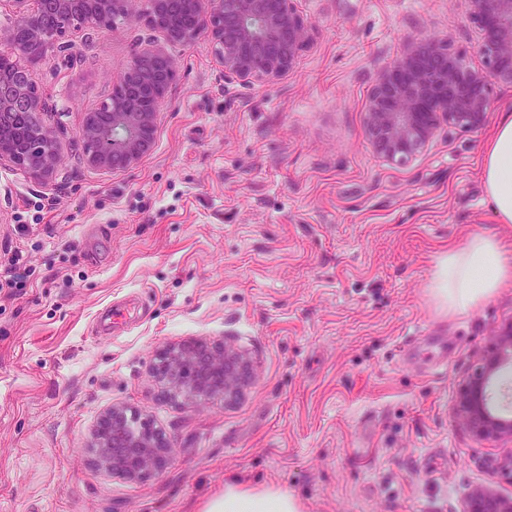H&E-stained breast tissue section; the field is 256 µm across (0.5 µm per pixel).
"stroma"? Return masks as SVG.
Returning <instances> with one entry per match:
<instances>
[{
    "label": "stroma",
    "mask_w": 512,
    "mask_h": 512,
    "mask_svg": "<svg viewBox=\"0 0 512 512\" xmlns=\"http://www.w3.org/2000/svg\"><path fill=\"white\" fill-rule=\"evenodd\" d=\"M315 32L287 76L225 75L206 38L172 43L176 80L155 145L132 168L68 162L53 181L0 167V512H202L228 482L287 490L302 512H463L512 440L458 421L461 381L512 322V279L466 312L430 288L472 236L512 257L481 179L512 87L492 84L476 130L442 128L399 166L367 141L374 73L407 40L476 57L467 0H296ZM145 23L84 31L31 78L70 148L133 56ZM121 316L110 326L109 310ZM189 338L245 349L234 400L188 405L155 376ZM115 405L173 441L131 482L89 452Z\"/></svg>",
    "instance_id": "35a3bbf8"
}]
</instances>
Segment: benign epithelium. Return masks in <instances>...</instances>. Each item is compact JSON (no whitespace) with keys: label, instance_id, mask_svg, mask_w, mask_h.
Returning <instances> with one entry per match:
<instances>
[{"label":"benign epithelium","instance_id":"obj_1","mask_svg":"<svg viewBox=\"0 0 512 512\" xmlns=\"http://www.w3.org/2000/svg\"><path fill=\"white\" fill-rule=\"evenodd\" d=\"M33 7L23 9L25 2ZM20 6L8 32L18 72L0 73V165L8 163L47 180L63 170L60 131L30 79L29 67L54 48L72 49L75 30H111L116 22L141 21L169 42L206 38L224 72L248 83L279 79L295 66L312 39V27L295 0H11ZM469 17L484 32L481 65L451 53L441 40L406 42L375 76L366 109V135L389 163L406 165L442 127L477 129L490 106V80L512 85V0H468ZM177 63L164 48L136 53L113 83L107 101L84 114L74 137V160L110 172L130 168L155 145L159 112L175 81ZM512 365V323L501 328L477 368L460 385L457 416L482 440L512 439V417L493 402L494 382ZM157 376L173 397L190 403L231 400L255 374L252 357L225 343L186 340L162 352ZM133 412L114 405L100 420L91 451L96 464L128 481L166 467L171 441L150 424L131 429ZM464 512H512V499L486 489L468 497Z\"/></svg>","mask_w":512,"mask_h":512}]
</instances>
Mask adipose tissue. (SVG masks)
<instances>
[{
  "instance_id": "1",
  "label": "adipose tissue",
  "mask_w": 512,
  "mask_h": 512,
  "mask_svg": "<svg viewBox=\"0 0 512 512\" xmlns=\"http://www.w3.org/2000/svg\"><path fill=\"white\" fill-rule=\"evenodd\" d=\"M483 182L499 223L512 224V113H501L484 148ZM512 279V258L490 237L476 236L461 249L443 254L434 272L433 295L445 307L464 312ZM204 512H301L298 501L279 488L235 483L206 505Z\"/></svg>"
}]
</instances>
